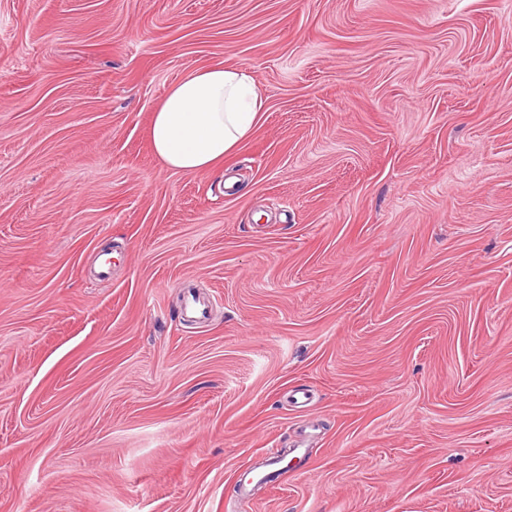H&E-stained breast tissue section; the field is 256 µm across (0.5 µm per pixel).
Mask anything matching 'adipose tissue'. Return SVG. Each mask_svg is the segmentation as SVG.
<instances>
[{
    "mask_svg": "<svg viewBox=\"0 0 512 512\" xmlns=\"http://www.w3.org/2000/svg\"><path fill=\"white\" fill-rule=\"evenodd\" d=\"M262 108L248 69L218 64L190 70L153 114L152 147L167 169H215L251 133Z\"/></svg>",
    "mask_w": 512,
    "mask_h": 512,
    "instance_id": "obj_1",
    "label": "adipose tissue"
}]
</instances>
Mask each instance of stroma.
<instances>
[{"mask_svg": "<svg viewBox=\"0 0 512 512\" xmlns=\"http://www.w3.org/2000/svg\"><path fill=\"white\" fill-rule=\"evenodd\" d=\"M0 512H512V0H0ZM262 108L248 69L218 64L190 70L153 114L152 147L169 170H213L240 147Z\"/></svg>", "mask_w": 512, "mask_h": 512, "instance_id": "stroma-1", "label": "stroma"}]
</instances>
